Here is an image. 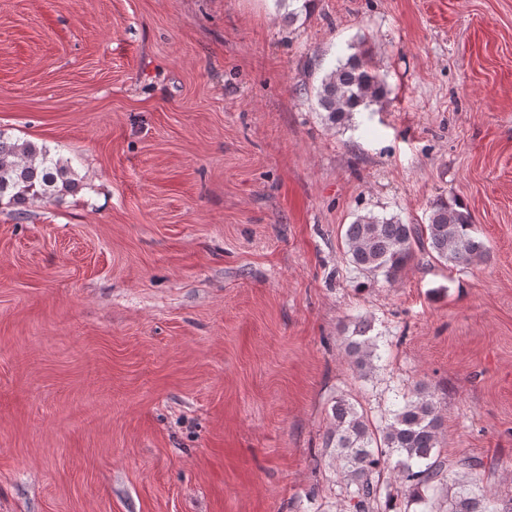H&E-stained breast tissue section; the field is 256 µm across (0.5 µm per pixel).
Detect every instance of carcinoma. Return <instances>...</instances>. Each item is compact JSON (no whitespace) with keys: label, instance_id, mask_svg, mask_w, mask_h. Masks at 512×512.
Segmentation results:
<instances>
[{"label":"carcinoma","instance_id":"cac0c4a2","mask_svg":"<svg viewBox=\"0 0 512 512\" xmlns=\"http://www.w3.org/2000/svg\"><path fill=\"white\" fill-rule=\"evenodd\" d=\"M385 83L372 66L370 51L360 49L338 60L320 81L318 107L333 127H345L356 112L382 101ZM77 173L68 160L56 159L50 149L0 131V204L14 208L23 219L36 199L59 200L77 191ZM348 264L369 278H396L413 258V245H427L450 268H466L487 256L469 212L460 205L440 201L430 207L425 224H405L395 216L372 212L359 215L345 234ZM371 325L355 326L348 339L347 356L360 377L367 379L381 360L378 337L368 335ZM385 425L375 430L364 412L340 397L331 407L332 429L325 451L332 460L346 512H380L381 501L394 499L390 480L400 493L425 512L434 505L447 478L448 468L464 474L448 498V512H512V498L501 500L477 483L481 460L463 456L453 463L440 456L441 417L432 395L422 388L395 394Z\"/></svg>","mask_w":512,"mask_h":512}]
</instances>
